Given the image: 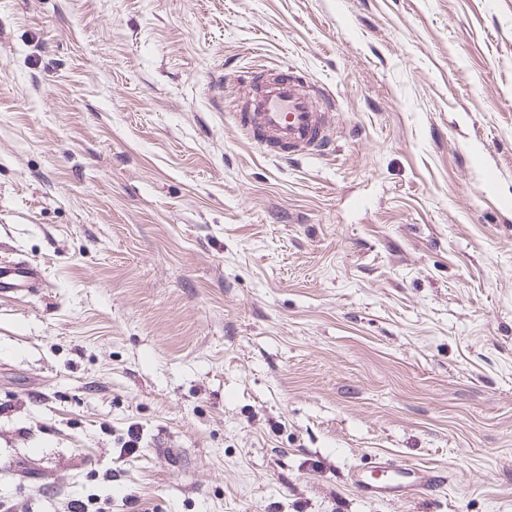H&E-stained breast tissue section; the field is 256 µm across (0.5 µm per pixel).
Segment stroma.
<instances>
[{
	"mask_svg": "<svg viewBox=\"0 0 512 512\" xmlns=\"http://www.w3.org/2000/svg\"><path fill=\"white\" fill-rule=\"evenodd\" d=\"M258 57L329 153L248 142ZM18 257L0 512H512V0H0ZM41 281L39 269L25 259L0 263V291L22 292L36 288ZM374 472L387 473L386 478L376 480ZM352 479L355 488L368 497H387L411 491H436L447 482L444 471H426L396 465L391 460H373L368 467L353 471Z\"/></svg>",
	"mask_w": 512,
	"mask_h": 512,
	"instance_id": "35a3bbf8",
	"label": "stroma"
}]
</instances>
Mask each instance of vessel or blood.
I'll use <instances>...</instances> for the list:
<instances>
[{"instance_id":"b4317fda","label":"vessel or blood","mask_w":512,"mask_h":512,"mask_svg":"<svg viewBox=\"0 0 512 512\" xmlns=\"http://www.w3.org/2000/svg\"><path fill=\"white\" fill-rule=\"evenodd\" d=\"M248 100L236 119L252 144L264 155L289 159L319 157L332 147L328 112L319 103L324 89L301 83L288 67H252L246 80ZM41 281L39 269L24 259L0 263V291L22 292ZM355 488L368 497H387L411 491H436L447 481L442 471L397 465L375 460L354 470Z\"/></svg>"}]
</instances>
